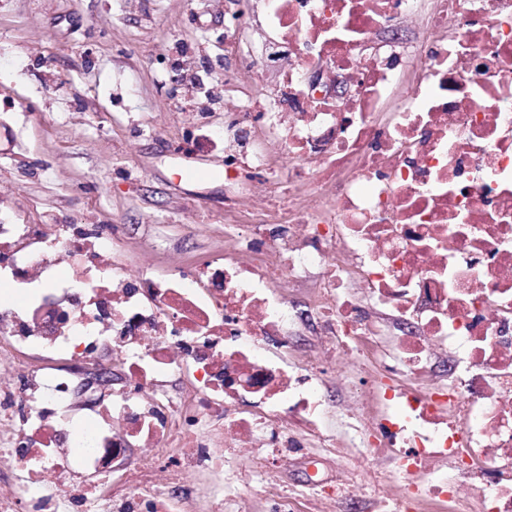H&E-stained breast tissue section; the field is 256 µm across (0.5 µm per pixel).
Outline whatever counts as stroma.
<instances>
[{
  "instance_id": "35a3bbf8",
  "label": "stroma",
  "mask_w": 512,
  "mask_h": 512,
  "mask_svg": "<svg viewBox=\"0 0 512 512\" xmlns=\"http://www.w3.org/2000/svg\"><path fill=\"white\" fill-rule=\"evenodd\" d=\"M233 0H0V223L120 224L137 270L145 253L205 256L235 206L224 183L226 114L245 102L221 82L224 10ZM210 177H185V170ZM327 394L352 404L364 373L346 354L332 362ZM234 492L250 512H273L255 449L235 458ZM281 487L318 476L343 488L346 512L404 493L393 468L350 444L280 462Z\"/></svg>"
}]
</instances>
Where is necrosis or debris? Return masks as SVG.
Returning a JSON list of instances; mask_svg holds the SVG:
<instances>
[{"label":"necrosis or debris","mask_w":512,"mask_h":512,"mask_svg":"<svg viewBox=\"0 0 512 512\" xmlns=\"http://www.w3.org/2000/svg\"><path fill=\"white\" fill-rule=\"evenodd\" d=\"M232 21L288 56L268 59L274 105L224 122L225 178L261 175L238 212L269 203L225 224L223 252L133 275L118 226L0 224L19 295L0 302V512H224L226 449L277 460L340 435L428 473L373 512H512V0H251ZM307 276L328 346L296 362L286 289ZM337 348L390 366L333 427ZM93 367L124 380L88 395Z\"/></svg>","instance_id":"necrosis-or-debris-1"}]
</instances>
